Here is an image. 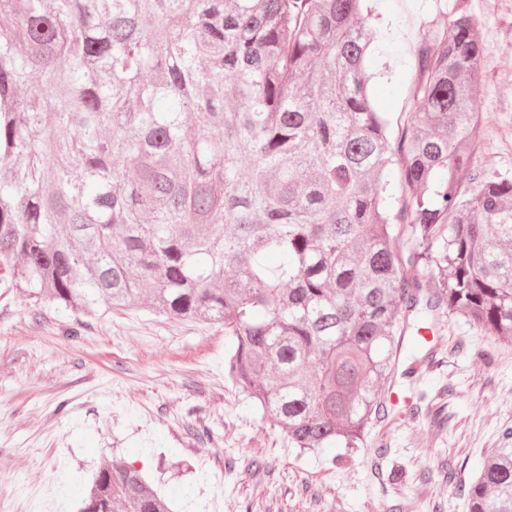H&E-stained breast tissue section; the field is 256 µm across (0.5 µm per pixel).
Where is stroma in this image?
Returning a JSON list of instances; mask_svg holds the SVG:
<instances>
[{
    "label": "stroma",
    "instance_id": "obj_1",
    "mask_svg": "<svg viewBox=\"0 0 512 512\" xmlns=\"http://www.w3.org/2000/svg\"><path fill=\"white\" fill-rule=\"evenodd\" d=\"M456 0H378L373 20L378 102L392 120L410 109L421 25ZM489 54L475 109L479 171L512 179V0H468ZM80 336H71L74 326ZM432 363L407 394L425 404L372 422L364 447L303 454L253 412L224 377L222 326L141 308L89 319L0 288V503L51 500L78 512L81 490L112 463L139 469L174 512H466L474 472L512 426V342L448 318L431 335ZM216 438L198 441L189 421ZM453 467L454 481L443 476ZM402 470L401 482L391 474Z\"/></svg>",
    "mask_w": 512,
    "mask_h": 512
}]
</instances>
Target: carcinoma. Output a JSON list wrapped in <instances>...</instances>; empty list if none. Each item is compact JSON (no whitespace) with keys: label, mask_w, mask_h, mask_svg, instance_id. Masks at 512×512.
<instances>
[{"label":"carcinoma","mask_w":512,"mask_h":512,"mask_svg":"<svg viewBox=\"0 0 512 512\" xmlns=\"http://www.w3.org/2000/svg\"><path fill=\"white\" fill-rule=\"evenodd\" d=\"M466 2L419 29L395 129L368 0H0V284L222 325L224 377L288 443L359 447L400 354L407 378L429 359L420 331L512 338V179L472 173ZM116 507L172 512L121 464L79 512ZM467 512H512V447Z\"/></svg>","instance_id":"obj_1"}]
</instances>
